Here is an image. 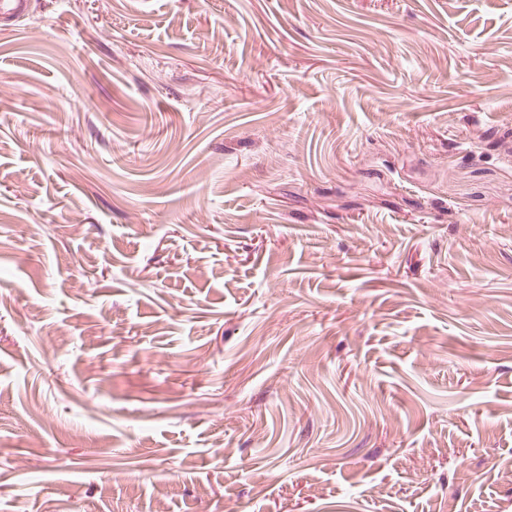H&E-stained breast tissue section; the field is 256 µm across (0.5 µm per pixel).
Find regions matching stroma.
I'll list each match as a JSON object with an SVG mask.
<instances>
[{
	"instance_id": "obj_1",
	"label": "stroma",
	"mask_w": 512,
	"mask_h": 512,
	"mask_svg": "<svg viewBox=\"0 0 512 512\" xmlns=\"http://www.w3.org/2000/svg\"><path fill=\"white\" fill-rule=\"evenodd\" d=\"M31 2L0 512H512V0Z\"/></svg>"
}]
</instances>
